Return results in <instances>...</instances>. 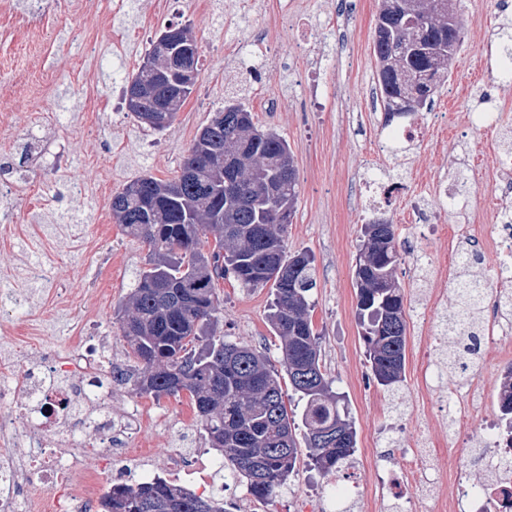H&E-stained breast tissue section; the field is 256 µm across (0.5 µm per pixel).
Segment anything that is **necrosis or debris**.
<instances>
[{
  "label": "necrosis or debris",
  "mask_w": 512,
  "mask_h": 512,
  "mask_svg": "<svg viewBox=\"0 0 512 512\" xmlns=\"http://www.w3.org/2000/svg\"><path fill=\"white\" fill-rule=\"evenodd\" d=\"M110 342H76L68 354L40 364L21 365L17 356L0 359V405L17 407L25 428L0 418V512H102L105 496L99 474L83 470L91 456L110 465L123 456L131 470L149 462L129 441L145 420L142 410L112 404ZM454 418L470 440L498 444L497 425L480 421L453 391ZM493 480L443 499L441 512H512V448L488 464Z\"/></svg>",
  "instance_id": "1"
}]
</instances>
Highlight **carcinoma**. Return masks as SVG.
Segmentation results:
<instances>
[{
	"mask_svg": "<svg viewBox=\"0 0 512 512\" xmlns=\"http://www.w3.org/2000/svg\"><path fill=\"white\" fill-rule=\"evenodd\" d=\"M448 26L441 14L417 33L423 52L410 55L409 80L441 59H448L463 40L440 36ZM224 126L208 132L224 142L236 127L256 128L252 113L227 101ZM246 160L244 180L219 187V201L197 196L183 180L178 194L150 208L152 222L121 221L124 232L148 245V261L135 288L118 307L117 318L130 353L142 365L136 390L156 399L187 392L212 447L224 466L246 483L259 502L273 500L287 484L301 453L295 435V411L280 384L278 370L265 352L219 334L216 281L233 277L243 288L270 286L274 299L267 316L280 340L281 369L299 399L306 456L324 475L351 465L356 430L333 391L320 357L319 334L312 321L310 294L315 266L306 251H288V225L278 224L277 210L295 211L297 171L277 166L289 152L288 142L273 131L241 138ZM215 244L205 250L208 236ZM402 262L397 239L356 258L354 288L363 324L371 376L394 393L405 381L407 319L395 271ZM305 364L312 379L303 382L295 369ZM500 400L505 403V431L512 440V365L503 371ZM345 421L344 440L329 447L317 432ZM104 512H227L224 499L198 495L161 478L136 485H116L104 498Z\"/></svg>",
	"mask_w": 512,
	"mask_h": 512,
	"instance_id": "cac0c4a2",
	"label": "carcinoma"
}]
</instances>
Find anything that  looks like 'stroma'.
Wrapping results in <instances>:
<instances>
[{"label":"stroma","instance_id":"obj_1","mask_svg":"<svg viewBox=\"0 0 512 512\" xmlns=\"http://www.w3.org/2000/svg\"><path fill=\"white\" fill-rule=\"evenodd\" d=\"M46 0L34 22L43 30L42 51L0 14V158L18 159L22 192L0 191V353L22 346L24 360L62 355L74 339H112V402L138 406L150 418L138 429L139 445L156 452L165 470L167 449L178 447L172 422H180L202 461L219 458L211 448L188 394L154 399L139 394V368L120 335L115 312L135 286L148 247L128 236L108 206L113 192L150 174L175 178L186 149L230 94H237L259 128L274 129L288 142L298 172V201L288 226L290 251L315 259L312 319L322 336V359L334 390L357 433L354 484L336 503L326 501L324 477L301 458L273 502L254 501L245 483L229 475L214 486L225 500L249 512H303L308 499L337 512H398L395 500L368 498L402 464L403 448L429 439L444 442L457 459L418 454V468L433 483L415 492V512H436L439 498L462 486L488 482L475 457L489 448L469 447L448 418L447 395L455 385L472 393L483 417L495 416L499 351L512 335L485 344L483 360L468 373L449 372L423 388L414 358L422 348L444 352L445 318L456 306L453 275L436 270L448 252L445 239L408 231L413 206L425 224L466 227L460 246L478 251L482 269L497 261L486 245L495 233L501 200L492 186L495 149L512 131V83L493 77L491 46L512 34V0H467L457 12L464 41L449 60L447 77L415 121L428 131L420 141L397 142L378 154L390 126L377 85L373 53L379 0ZM189 25L199 44L198 78L173 124L156 132L127 111L123 91L152 40L168 25ZM501 106L496 128L475 130L466 116L484 108L486 96ZM402 183L392 205L375 202L377 181ZM457 181L474 199L452 208L438 192ZM82 192H72V185ZM372 219L394 225L403 261L396 277L410 321L406 379L395 393L369 385L366 347L356 311L353 269L361 227ZM226 339L279 356V340L267 320L270 287L247 289L231 279L218 282Z\"/></svg>","mask_w":512,"mask_h":512}]
</instances>
